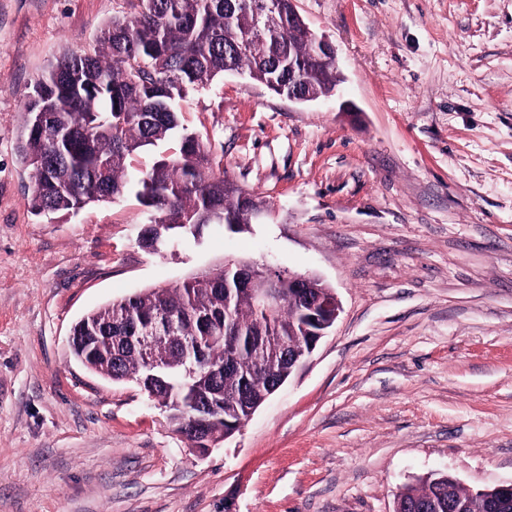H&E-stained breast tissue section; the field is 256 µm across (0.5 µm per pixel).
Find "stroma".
<instances>
[{
	"mask_svg": "<svg viewBox=\"0 0 512 512\" xmlns=\"http://www.w3.org/2000/svg\"><path fill=\"white\" fill-rule=\"evenodd\" d=\"M138 0H0V512H394L448 474L512 482V0H295L343 78L312 103L239 74L179 123L265 212L156 252L134 195L29 207L23 105ZM248 261L318 275L341 312L223 445L199 454L73 325L112 299Z\"/></svg>",
	"mask_w": 512,
	"mask_h": 512,
	"instance_id": "obj_1",
	"label": "stroma"
}]
</instances>
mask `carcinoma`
<instances>
[{
  "label": "carcinoma",
  "mask_w": 512,
  "mask_h": 512,
  "mask_svg": "<svg viewBox=\"0 0 512 512\" xmlns=\"http://www.w3.org/2000/svg\"><path fill=\"white\" fill-rule=\"evenodd\" d=\"M130 18H115L97 36L91 54L71 51L38 78L39 101L25 98L18 153L29 170L31 209L36 215L67 216L127 193L145 207L142 242L150 245L152 226L167 225L158 242L196 236L209 225L240 231L262 206L254 195L243 203L242 187L223 172L211 148L181 128L177 105L189 89L203 88L226 73L288 87V52L305 79L323 94L336 89V67L311 61L313 33L288 26L291 0H275L276 21L256 31L252 9L240 0H139ZM47 113L41 131L31 113ZM177 147L146 171L130 173L132 157L163 142ZM236 269L195 274L172 287L151 288L108 302L73 328L72 348L83 359L87 340L98 355L84 365L114 381L136 382L145 375L144 354L153 352L169 366L162 382L146 387L165 409L176 430L191 441L195 407L180 398L185 343L200 346L203 365L198 396L215 406L209 432H224L248 418L295 368L307 348L313 324L297 289L273 272L252 284L273 288L277 308L267 314L247 289L237 287ZM169 326L175 343L161 350L148 324ZM138 336L129 346L122 337ZM497 493L473 492L450 475L431 476L396 496V512H493Z\"/></svg>",
  "instance_id": "obj_1"
}]
</instances>
